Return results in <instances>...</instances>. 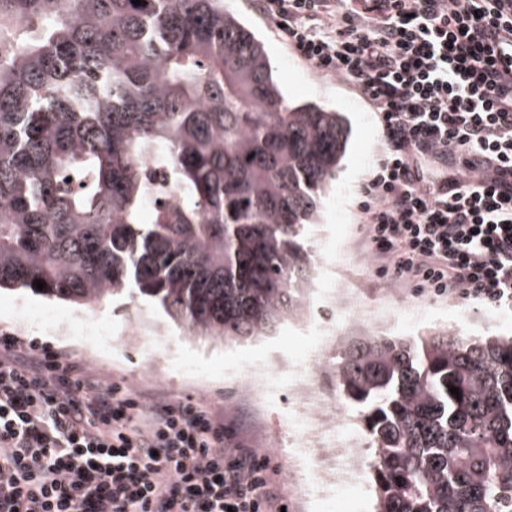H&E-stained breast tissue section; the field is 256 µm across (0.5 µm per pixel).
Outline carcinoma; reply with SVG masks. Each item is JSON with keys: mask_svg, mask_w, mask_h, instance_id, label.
<instances>
[{"mask_svg": "<svg viewBox=\"0 0 512 512\" xmlns=\"http://www.w3.org/2000/svg\"><path fill=\"white\" fill-rule=\"evenodd\" d=\"M0 34V289L144 296L222 342L302 314L348 122L290 101L224 0H0ZM331 369L370 440L373 512H512V336L363 331Z\"/></svg>", "mask_w": 512, "mask_h": 512, "instance_id": "carcinoma-1", "label": "carcinoma"}]
</instances>
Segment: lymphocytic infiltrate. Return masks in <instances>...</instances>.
Segmentation results:
<instances>
[{
  "mask_svg": "<svg viewBox=\"0 0 512 512\" xmlns=\"http://www.w3.org/2000/svg\"><path fill=\"white\" fill-rule=\"evenodd\" d=\"M376 112L361 189L376 272L512 307V0H258ZM265 458L192 401H142L0 336V512H281Z\"/></svg>",
  "mask_w": 512,
  "mask_h": 512,
  "instance_id": "obj_1",
  "label": "lymphocytic infiltrate"
}]
</instances>
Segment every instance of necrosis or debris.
I'll return each instance as SVG.
<instances>
[{
	"mask_svg": "<svg viewBox=\"0 0 512 512\" xmlns=\"http://www.w3.org/2000/svg\"><path fill=\"white\" fill-rule=\"evenodd\" d=\"M323 370V365L316 363L260 362L249 367L245 379L254 405L262 408L273 395L275 374L287 377L294 400L288 425L294 434L295 454L284 457L283 462L291 473L303 466L313 470V481L301 489L305 498L351 489L363 470L355 438L336 421L335 397L323 395L319 388Z\"/></svg>",
	"mask_w": 512,
	"mask_h": 512,
	"instance_id": "1",
	"label": "necrosis or debris"
}]
</instances>
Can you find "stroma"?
I'll list each match as a JSON object with an SVG mask.
<instances>
[{
	"label": "stroma",
	"mask_w": 512,
	"mask_h": 512,
	"mask_svg": "<svg viewBox=\"0 0 512 512\" xmlns=\"http://www.w3.org/2000/svg\"><path fill=\"white\" fill-rule=\"evenodd\" d=\"M224 8L248 24L264 43L289 98L342 112L350 122L347 153L334 188L321 200L311 244L314 251L326 252L329 261L343 265L358 305L367 311L387 306L393 295H402L405 305L389 329L393 335L414 336L432 327L511 334L512 309L437 298L413 283L376 275L372 256L361 246L364 226L358 208L360 186L383 144L376 113L350 87L316 74L249 0H224ZM42 313L53 314V321H39ZM1 334L67 351L102 380H121L171 399L189 397L208 410L223 413L237 441L266 458L288 512H373V493L367 486L328 500L300 498L296 483L277 461L278 454L288 452L292 443L288 416L293 404L287 383L278 384L262 414H254L249 406L245 374L252 363L311 356L313 347L298 321H286L256 340L223 343L184 335L159 307L144 300L117 298L87 309L4 289L0 291ZM146 336L159 339L153 367L142 344Z\"/></svg>",
	"instance_id": "1"
}]
</instances>
